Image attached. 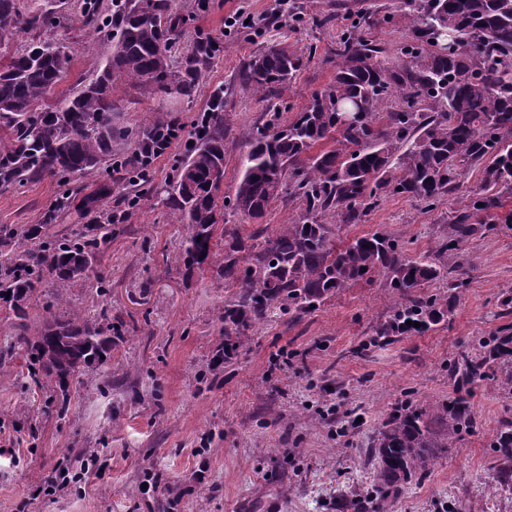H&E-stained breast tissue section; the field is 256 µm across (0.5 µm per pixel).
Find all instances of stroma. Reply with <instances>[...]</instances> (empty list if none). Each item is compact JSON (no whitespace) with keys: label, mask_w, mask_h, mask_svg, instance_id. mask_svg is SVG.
<instances>
[{"label":"stroma","mask_w":512,"mask_h":512,"mask_svg":"<svg viewBox=\"0 0 512 512\" xmlns=\"http://www.w3.org/2000/svg\"><path fill=\"white\" fill-rule=\"evenodd\" d=\"M81 0H55L64 22L50 34L72 62L59 92L89 80L107 57V31L85 24ZM184 18V43L208 33L219 44L192 101L150 98L129 84L112 93L113 120L132 130L158 121L191 126L224 92V194L241 176L239 160L270 114L291 121L330 85L336 40L351 19L371 15L369 43L393 54L410 27L398 0H174ZM237 16L232 29L224 21ZM305 55L285 93L255 95L241 74L271 45ZM130 140L112 143V212L137 198L129 219L113 225L101 271L107 295L77 287L57 302L50 286L31 300L30 314L86 318L108 313L122 327L108 367L74 378L69 403L37 386L8 359L15 330L0 311V512H336L338 498L371 482L368 451L384 423L407 405L438 407L458 396L454 368L484 355L489 341L512 325L502 301L512 297V224L478 234L466 245L465 287L447 280L422 294L447 299L446 321L424 332L378 334L401 305L385 274L358 281L317 310L278 314L256 324L247 348L223 370L210 362L221 348L219 316L233 289L210 271H186L177 259L189 232L167 202V189L189 152L172 148L147 183H134L126 161ZM60 187L46 177L0 189V227L45 225L65 238L82 220L70 213L47 223ZM463 193L435 208L391 197L362 222L336 229L339 243L381 232L410 256L434 253L450 232L449 214ZM473 426L443 449L430 471L397 497L391 512H512V494H490V445L512 422V360L495 364L469 390ZM67 474V490L52 480Z\"/></svg>","instance_id":"stroma-1"}]
</instances>
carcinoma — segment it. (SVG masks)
I'll list each match as a JSON object with an SVG mask.
<instances>
[{
    "label": "carcinoma",
    "instance_id": "obj_1",
    "mask_svg": "<svg viewBox=\"0 0 512 512\" xmlns=\"http://www.w3.org/2000/svg\"><path fill=\"white\" fill-rule=\"evenodd\" d=\"M103 0H82L89 24L106 19L111 53L98 61L93 78L76 91L56 97L68 71L67 46L47 32L54 12L26 11L20 0H0V49L9 48L18 31L33 34L26 49L0 63V188L22 187L45 176L58 178L65 195L57 205L76 203L99 214L112 195L104 183L86 193L76 181L97 172L112 157V140L130 137L135 155L153 152L173 129L149 124L136 131L112 123V91L130 82L141 93L189 100L208 69L215 37L196 40L171 64L181 39V17L172 0H124L102 13ZM411 27L410 42L388 62L381 49L364 41L352 25L336 40V66L330 86L310 106L283 124L280 113L256 129L240 165L241 178L224 209L247 220L263 218L283 193L296 196L302 211L270 233L256 228L248 236L224 232V259L214 254L218 228V179L224 178L223 105L212 109L213 127L205 142L179 168L168 202L189 226L181 252L185 270L210 269L224 286L236 288L224 303V344L213 359L217 370L246 346L250 330L277 313L300 315L318 309L351 284L384 272L390 287L405 299L380 330L381 336L423 332L448 316V301L420 296L415 289L442 279L448 270L428 256L407 254L398 241L378 232L336 242L335 224H356L388 197L418 200L433 208L463 186L466 171L479 167V191L450 220L444 253L462 258L464 246L480 229L512 224L499 214L512 198V0H400ZM303 58L274 45L250 60L244 86L254 94L284 90L301 69ZM357 104L363 118L345 124L332 107L334 97ZM55 98L36 112L38 101ZM332 144L316 154L317 145ZM41 224L18 238L0 237V308L15 320V340L30 378L56 388L67 406L70 381L109 364L113 336L120 329L107 313L89 321L77 312L64 319L43 317L28 334V303L37 286L48 282L66 289L94 279L108 287L94 268L112 239V223L85 224L64 241L42 240ZM421 326L406 325V321ZM478 359L465 360L457 372L460 387L488 377L490 362L512 358V332ZM471 407L463 395L437 413L406 407L393 415L370 452L371 490L336 504L339 512H389L392 500L424 476L437 449L451 448L471 426ZM492 491L512 492V423L492 445Z\"/></svg>",
    "mask_w": 512,
    "mask_h": 512
}]
</instances>
